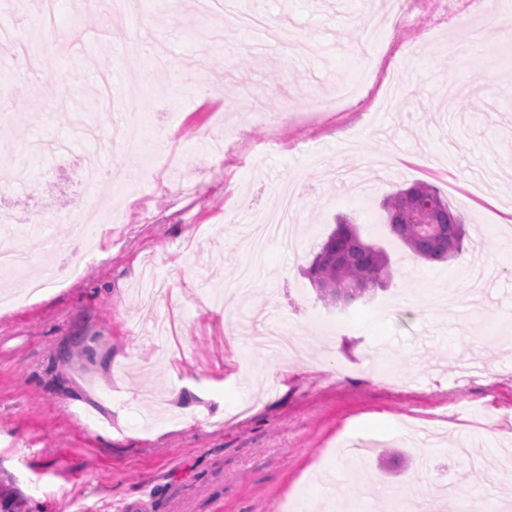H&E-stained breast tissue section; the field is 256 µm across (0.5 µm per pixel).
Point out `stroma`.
<instances>
[{
	"instance_id": "stroma-1",
	"label": "stroma",
	"mask_w": 512,
	"mask_h": 512,
	"mask_svg": "<svg viewBox=\"0 0 512 512\" xmlns=\"http://www.w3.org/2000/svg\"><path fill=\"white\" fill-rule=\"evenodd\" d=\"M202 0L104 5L58 0L74 47L30 84L0 51V239L39 254L45 233L83 242L59 253L81 277L0 314V500L14 512H396L450 484L433 512H512V17L389 30L384 0H238L290 33L222 26ZM481 32L471 63L447 68L439 43ZM399 51L390 109L314 116L336 82L364 75L371 32ZM141 58L153 79L123 89ZM220 82L202 94L192 72ZM298 122L261 115L284 107ZM142 118L149 152L125 154L113 128ZM142 209L119 228L67 214L120 205L113 182L84 192L80 168L151 176ZM416 182L465 217L461 253L413 261L385 223L384 200ZM294 194L301 252L252 246L243 222ZM346 218L382 248L392 276L366 302L325 306L306 276ZM488 271L475 313L451 319L449 283ZM298 337L274 358L251 316ZM193 408L185 418V408Z\"/></svg>"
}]
</instances>
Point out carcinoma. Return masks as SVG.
<instances>
[{"label": "carcinoma", "mask_w": 512, "mask_h": 512, "mask_svg": "<svg viewBox=\"0 0 512 512\" xmlns=\"http://www.w3.org/2000/svg\"><path fill=\"white\" fill-rule=\"evenodd\" d=\"M383 208L391 232L413 258L445 262L461 252L463 217L436 187L416 183L391 194ZM307 276L324 305L345 308L391 277L390 261L382 249L364 241L353 225L341 223L314 256Z\"/></svg>", "instance_id": "obj_1"}]
</instances>
